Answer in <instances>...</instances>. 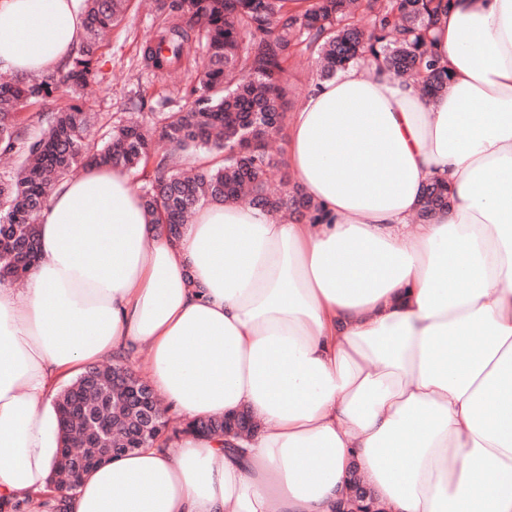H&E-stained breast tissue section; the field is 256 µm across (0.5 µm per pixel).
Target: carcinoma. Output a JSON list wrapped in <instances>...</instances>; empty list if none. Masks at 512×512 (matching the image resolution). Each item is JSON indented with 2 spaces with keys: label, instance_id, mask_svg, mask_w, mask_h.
Here are the masks:
<instances>
[{
  "label": "carcinoma",
  "instance_id": "1",
  "mask_svg": "<svg viewBox=\"0 0 512 512\" xmlns=\"http://www.w3.org/2000/svg\"><path fill=\"white\" fill-rule=\"evenodd\" d=\"M128 0H84V38L71 61L37 78L0 82V155L23 146L25 160L7 179L0 178V281H21L38 254V213L55 185L80 168H139L140 197L150 216L177 238L190 214L202 203L249 204L288 213L298 222L313 221L317 206L300 186L279 175V162L265 140L283 130V83L290 61L306 54L315 59L317 79L328 80L350 64L380 57L400 78H413L433 96L448 83L432 36L448 15L450 0H158L169 21L153 45L144 49L146 65L159 71L191 61L190 48L201 44L206 61L198 82L185 91L187 101L154 117L137 114L107 130L95 142L89 137L91 116L68 105L40 118L35 139L23 141L21 112L28 103L46 102L59 92L75 95L97 84L99 32L123 19ZM369 25L357 23L358 10ZM170 152L146 168L154 156V137ZM202 149L215 159L194 172L184 171L175 157ZM448 185L434 179L423 195L417 222L448 205ZM128 378L144 384L129 357L88 366L57 398L63 446L92 458L111 448L128 453L167 441L169 419L158 409L153 418L123 404L112 382ZM251 436L252 417L238 414L200 419L188 428L217 438L226 428ZM74 461L57 460L54 483L68 481ZM43 512H70L69 500L53 492L37 503Z\"/></svg>",
  "mask_w": 512,
  "mask_h": 512
}]
</instances>
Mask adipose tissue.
<instances>
[{
  "mask_svg": "<svg viewBox=\"0 0 512 512\" xmlns=\"http://www.w3.org/2000/svg\"><path fill=\"white\" fill-rule=\"evenodd\" d=\"M452 2L442 94L369 58L289 114L317 223L205 203L174 241L124 170L53 189L25 286L0 283V502L48 492L62 386L136 347L177 421L259 430L113 459L72 512H334L355 472L392 512H512V0ZM83 26L78 0H0V71L68 63ZM430 177L451 203L419 224ZM226 426L228 428H237L238 431L234 432L236 435L246 437L253 435L257 430V425L252 417L247 412L238 414L231 424L225 420L224 416H214L207 419H200L192 424H189L185 430L193 429L200 434L213 436L217 438H224Z\"/></svg>",
  "mask_w": 512,
  "mask_h": 512,
  "instance_id": "obj_1",
  "label": "adipose tissue"
}]
</instances>
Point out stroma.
<instances>
[{
    "label": "stroma",
    "mask_w": 512,
    "mask_h": 512,
    "mask_svg": "<svg viewBox=\"0 0 512 512\" xmlns=\"http://www.w3.org/2000/svg\"><path fill=\"white\" fill-rule=\"evenodd\" d=\"M166 24L164 15L144 9L140 0H131L124 20L104 34L97 51V94L86 103L100 117L93 138H101L103 126L127 113L158 114L183 105V90L194 83L195 67L162 74L148 68L142 58L146 44Z\"/></svg>",
    "instance_id": "1"
}]
</instances>
